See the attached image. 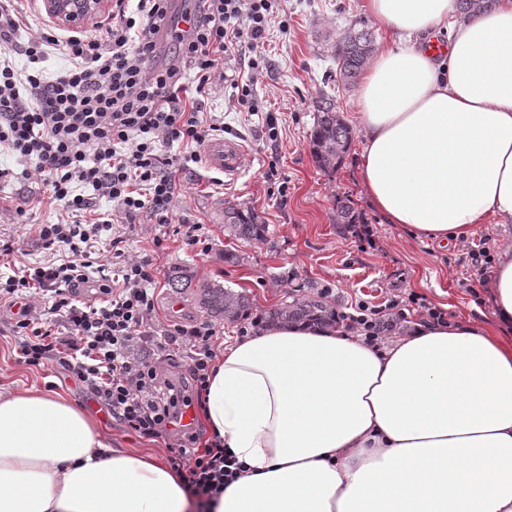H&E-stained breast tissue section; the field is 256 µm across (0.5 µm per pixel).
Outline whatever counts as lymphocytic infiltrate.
Masks as SVG:
<instances>
[{
  "instance_id": "lymphocytic-infiltrate-1",
  "label": "lymphocytic infiltrate",
  "mask_w": 512,
  "mask_h": 512,
  "mask_svg": "<svg viewBox=\"0 0 512 512\" xmlns=\"http://www.w3.org/2000/svg\"><path fill=\"white\" fill-rule=\"evenodd\" d=\"M273 14L274 0H197L179 15L173 0H112L95 32L30 34V69L20 75L0 67V148L35 158L53 200L69 211L91 207L73 190L82 183L110 199L113 217L149 211L168 223L175 175L184 162L165 155L163 145L205 143L209 130L199 118L198 98L215 79L228 77L242 97H251L265 64L255 52ZM52 50L70 65L48 79L40 62ZM229 57L246 58V76L224 74ZM190 81L195 95L187 99ZM114 229L111 220L37 225L45 247L66 249L69 256L7 277L0 301L39 298L48 305L43 314L22 309L10 324L25 362L58 364L128 431L159 438L203 394L217 336L209 327L180 324L156 333L154 258L122 260ZM104 240L120 260L111 275L96 254ZM94 272L101 294L96 305L77 297ZM404 305L398 295L380 304L358 302L347 327L376 342L403 326ZM59 322L63 332L53 333ZM161 361L186 369L187 389L164 380ZM168 463L183 473L199 512H213L225 484L247 470L218 437L195 428L182 431Z\"/></svg>"
}]
</instances>
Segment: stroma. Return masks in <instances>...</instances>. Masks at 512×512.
<instances>
[{
    "mask_svg": "<svg viewBox=\"0 0 512 512\" xmlns=\"http://www.w3.org/2000/svg\"><path fill=\"white\" fill-rule=\"evenodd\" d=\"M361 4L362 0H278V20L268 29L263 50L269 69L252 92L256 112L240 106L227 84L213 86L204 97L203 120L223 123L224 140L241 147L236 177L225 176L204 160L186 163L169 223H158L145 212L120 225L125 255L153 254L163 274L175 265L189 267L200 278L246 294L254 315H267L314 286L328 289L327 301L340 313L358 301L380 303L399 293L442 309L452 320L490 314V305L481 304L468 288L482 269L472 263L466 249L482 243L496 252L512 243V224L480 225L465 242L441 248L400 225L385 223L369 205L360 176V133H353L336 171L320 169L312 156L310 132L320 94L333 95L343 122L355 124L357 88L341 81L334 44L363 29L370 32L373 48L388 43L387 33ZM283 20L288 23L284 31L279 28ZM50 24L42 6H32L8 41L0 42V57L24 70L29 32ZM270 116L277 122L273 141L267 134ZM0 169L10 172L0 180V238L17 247L15 253L0 257V274L67 258V251L44 249L34 233L35 225L73 219L71 212L50 200L43 180L31 178L34 161L2 152ZM282 184L287 187L283 195L278 192ZM345 198L354 205L356 223L336 221L337 203ZM21 201L26 208L20 213L16 206ZM228 204L255 210L268 228L265 241L246 243L230 236L224 229ZM194 224L209 243V253L187 245L186 232ZM362 225L372 229V239L358 236ZM13 317L11 305L0 303L1 384L66 392L94 414L101 433L120 447L167 456L168 438L149 440L128 433L58 365L24 363L7 329ZM208 322L221 347L240 337L245 325L241 318L210 322L192 295H177L165 281H158L157 328Z\"/></svg>",
    "mask_w": 512,
    "mask_h": 512,
    "instance_id": "obj_1",
    "label": "stroma"
}]
</instances>
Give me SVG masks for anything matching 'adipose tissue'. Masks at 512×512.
I'll use <instances>...</instances> for the list:
<instances>
[{
    "instance_id": "ef3b65f1",
    "label": "adipose tissue",
    "mask_w": 512,
    "mask_h": 512,
    "mask_svg": "<svg viewBox=\"0 0 512 512\" xmlns=\"http://www.w3.org/2000/svg\"><path fill=\"white\" fill-rule=\"evenodd\" d=\"M390 41L357 92L369 202L456 245L512 224V0H363ZM452 25L448 64L421 44ZM492 325L419 320L391 343L259 324L225 347L209 433L248 473L215 512H512V244L487 283ZM161 457L112 446L66 395L0 384V512H196Z\"/></svg>"
}]
</instances>
